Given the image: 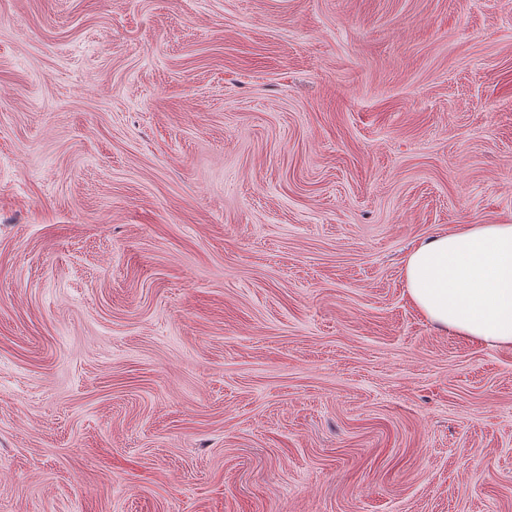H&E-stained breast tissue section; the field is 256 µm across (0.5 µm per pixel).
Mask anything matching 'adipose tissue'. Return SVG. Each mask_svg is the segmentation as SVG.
<instances>
[{"instance_id":"adipose-tissue-1","label":"adipose tissue","mask_w":512,"mask_h":512,"mask_svg":"<svg viewBox=\"0 0 512 512\" xmlns=\"http://www.w3.org/2000/svg\"><path fill=\"white\" fill-rule=\"evenodd\" d=\"M403 274L410 300L430 322L512 348V223L465 224L423 240Z\"/></svg>"}]
</instances>
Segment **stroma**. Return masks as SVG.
Masks as SVG:
<instances>
[{"instance_id": "1", "label": "stroma", "mask_w": 512, "mask_h": 512, "mask_svg": "<svg viewBox=\"0 0 512 512\" xmlns=\"http://www.w3.org/2000/svg\"><path fill=\"white\" fill-rule=\"evenodd\" d=\"M509 223L512 0H0V512H512ZM403 274L410 300L430 322L512 348V223L464 224L423 240Z\"/></svg>"}]
</instances>
